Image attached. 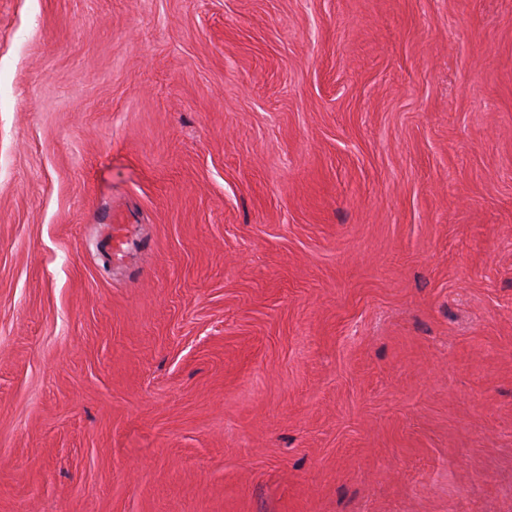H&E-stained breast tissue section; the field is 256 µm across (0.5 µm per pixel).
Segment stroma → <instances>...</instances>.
Here are the masks:
<instances>
[{
  "instance_id": "stroma-1",
  "label": "stroma",
  "mask_w": 512,
  "mask_h": 512,
  "mask_svg": "<svg viewBox=\"0 0 512 512\" xmlns=\"http://www.w3.org/2000/svg\"><path fill=\"white\" fill-rule=\"evenodd\" d=\"M0 512H512V0H0Z\"/></svg>"
}]
</instances>
